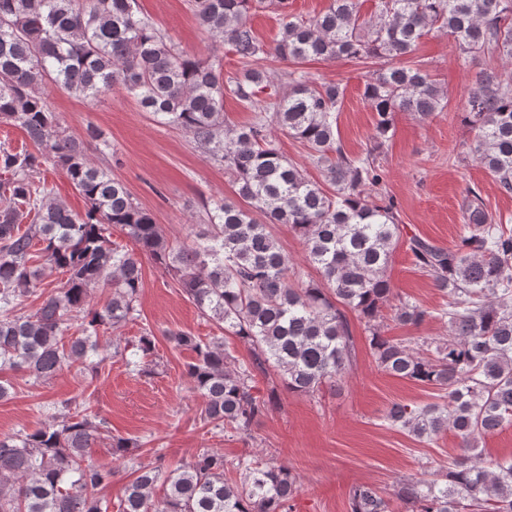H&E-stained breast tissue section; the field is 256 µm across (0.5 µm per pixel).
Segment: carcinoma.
Here are the masks:
<instances>
[{
    "instance_id": "cac0c4a2",
    "label": "carcinoma",
    "mask_w": 512,
    "mask_h": 512,
    "mask_svg": "<svg viewBox=\"0 0 512 512\" xmlns=\"http://www.w3.org/2000/svg\"><path fill=\"white\" fill-rule=\"evenodd\" d=\"M258 2L192 0L199 25L228 42L242 64L226 78L221 60L179 49L137 0H0V125L21 128L35 146L0 144V369L39 381L66 366H87L100 349L99 329L133 319L147 258L175 277L224 334L250 346L251 360L240 364L222 337L205 342L168 332L196 354L185 371L203 400V421L248 436L270 406L255 394V372L272 367L288 392L312 396L346 374L349 309L365 320L379 368L439 391V401L423 406L392 404L384 422L418 439L449 429L461 440L462 453L447 469L400 483L395 496L404 512H512V458L489 467L478 452L480 440L512 424V220L488 212L480 193L467 189L465 232L453 247L409 238L416 265L447 297L445 307L434 313L406 300L390 304L386 271L403 227L381 192L383 170L373 151L349 156L336 136L344 89L291 71L282 90L267 94L261 65L270 56L383 61L364 88L379 144L395 113L427 119L445 107L443 90L412 60L424 37L448 35L464 62L477 54L512 62V0H377L373 21L361 18L358 0H330L308 19L277 0L281 35L270 50L250 21ZM50 86L89 101L125 92L224 164L236 200L207 205L191 243L170 246L124 182L94 162L100 132L89 126L84 136L73 135L52 109ZM227 96L254 112L249 125L226 124ZM463 113L474 133L470 154L512 194V68L476 75ZM271 127L308 147L333 192L282 153ZM47 166L65 170L86 201L84 213H72L36 183ZM270 224H288L302 236L305 259L321 280L300 279ZM114 225L134 248L112 241ZM55 273L62 285L42 294L34 312L17 313ZM100 287L111 297L97 308L91 300ZM386 309L404 324L446 318L448 334L419 348L395 342L381 331ZM152 347V334L139 338L135 353L142 357L127 361L134 372H153L142 362ZM104 424L77 408L31 433L1 435L0 512H109L101 490L114 472L89 455ZM110 441L114 455L132 461L119 512H291L297 478L286 466L259 469L205 450L168 468L160 456L134 461L135 445L126 438ZM230 470L240 481L226 476ZM159 482L166 493L156 501ZM349 509L393 512L368 485L352 489Z\"/></svg>"
}]
</instances>
